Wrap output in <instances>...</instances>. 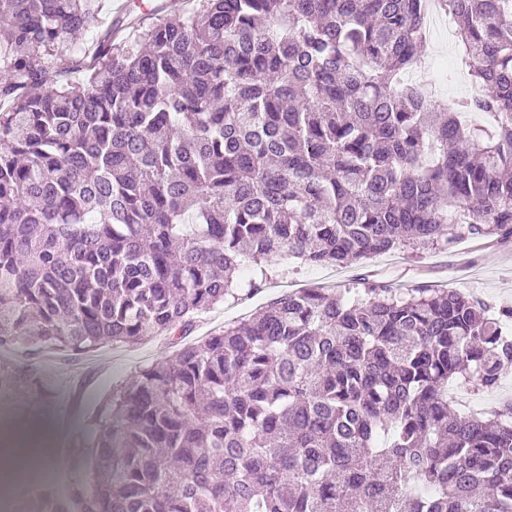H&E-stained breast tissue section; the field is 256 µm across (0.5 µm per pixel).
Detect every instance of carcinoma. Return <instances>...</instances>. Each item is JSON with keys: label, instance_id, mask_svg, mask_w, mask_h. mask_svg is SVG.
<instances>
[{"label": "carcinoma", "instance_id": "cac0c4a2", "mask_svg": "<svg viewBox=\"0 0 512 512\" xmlns=\"http://www.w3.org/2000/svg\"><path fill=\"white\" fill-rule=\"evenodd\" d=\"M0 0V350L183 338L268 263L512 233V0H441L473 89L402 81L426 0ZM99 28L87 48L77 33ZM482 112L488 125L466 115ZM446 288L291 291L80 430L82 512H512V336ZM53 396L0 359V398ZM449 388L454 389L466 403L463 408L455 405L461 411L483 412L494 410L503 403L512 401V364L504 366L499 384L492 390H474L471 386L460 383H454Z\"/></svg>", "mask_w": 512, "mask_h": 512}]
</instances>
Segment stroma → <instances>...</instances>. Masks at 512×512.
<instances>
[{"label":"stroma","mask_w":512,"mask_h":512,"mask_svg":"<svg viewBox=\"0 0 512 512\" xmlns=\"http://www.w3.org/2000/svg\"><path fill=\"white\" fill-rule=\"evenodd\" d=\"M429 52L435 63L428 74L435 81L442 100L453 101L467 93L452 67L453 46L443 39H429ZM371 280L389 282L396 288H451L499 308L512 306V238L479 246L476 239L462 238L454 245L413 252L399 248L369 259L343 266H312L293 258L270 263L268 279L258 292L245 299L230 298L216 308L200 313L186 335L194 342L222 329L224 324L247 319L271 305L282 294L301 288H364ZM173 345L162 336L133 345H103L86 355H71L57 350L31 353L27 344H18L10 354L17 363H37L53 377L56 390L52 408L59 419H72L82 427L98 412L103 402L140 368L172 355ZM469 412L490 411L512 401V368H503L497 387L476 390L455 384Z\"/></svg>","instance_id":"stroma-1"}]
</instances>
